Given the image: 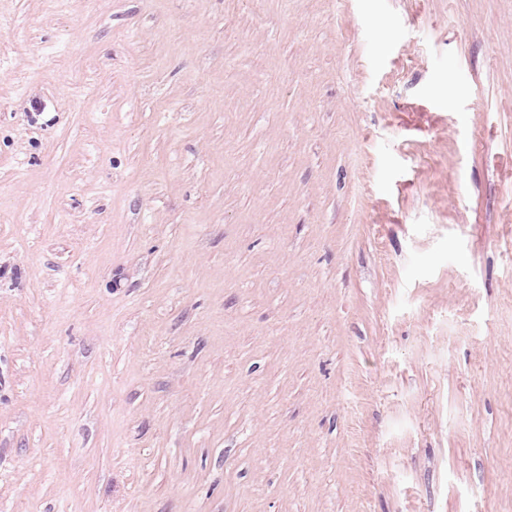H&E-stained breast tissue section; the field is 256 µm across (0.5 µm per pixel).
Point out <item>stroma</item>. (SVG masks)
I'll use <instances>...</instances> for the list:
<instances>
[{
    "instance_id": "1",
    "label": "stroma",
    "mask_w": 512,
    "mask_h": 512,
    "mask_svg": "<svg viewBox=\"0 0 512 512\" xmlns=\"http://www.w3.org/2000/svg\"><path fill=\"white\" fill-rule=\"evenodd\" d=\"M0 512H512V0H0Z\"/></svg>"
}]
</instances>
